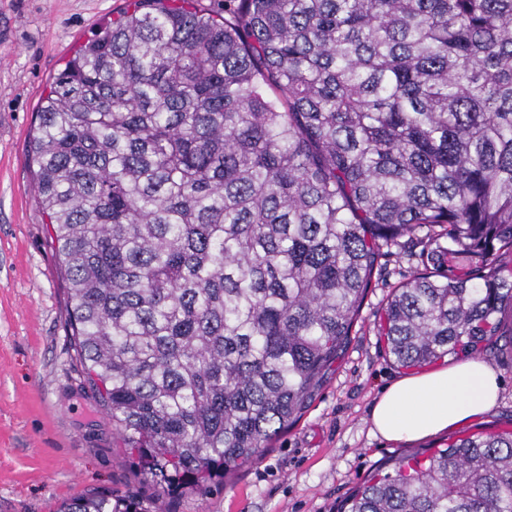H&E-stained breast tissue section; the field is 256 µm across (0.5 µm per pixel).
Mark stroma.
Returning a JSON list of instances; mask_svg holds the SVG:
<instances>
[{
	"mask_svg": "<svg viewBox=\"0 0 512 512\" xmlns=\"http://www.w3.org/2000/svg\"><path fill=\"white\" fill-rule=\"evenodd\" d=\"M125 6L0 0V512H57L102 488L153 495L84 380L29 152L38 105L64 59ZM422 248L409 239L379 259L348 341L298 420L223 486L163 500L164 512H339L376 470L446 442L443 433L414 443L368 433L374 401L404 373L378 334L376 313L421 270ZM484 359L500 376L501 399L454 435L512 428V358L491 350Z\"/></svg>",
	"mask_w": 512,
	"mask_h": 512,
	"instance_id": "1",
	"label": "stroma"
}]
</instances>
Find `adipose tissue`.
<instances>
[{
	"instance_id": "1",
	"label": "adipose tissue",
	"mask_w": 512,
	"mask_h": 512,
	"mask_svg": "<svg viewBox=\"0 0 512 512\" xmlns=\"http://www.w3.org/2000/svg\"><path fill=\"white\" fill-rule=\"evenodd\" d=\"M500 396L496 369L480 359L404 376L386 387L369 413L374 437L424 440L490 411Z\"/></svg>"
}]
</instances>
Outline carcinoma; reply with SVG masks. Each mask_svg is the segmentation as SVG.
<instances>
[{
    "label": "carcinoma",
    "instance_id": "carcinoma-1",
    "mask_svg": "<svg viewBox=\"0 0 512 512\" xmlns=\"http://www.w3.org/2000/svg\"><path fill=\"white\" fill-rule=\"evenodd\" d=\"M30 150L79 362L161 498L297 419L403 237L428 247L379 314L395 361L512 355V0H130ZM340 512H512V429L403 456Z\"/></svg>",
    "mask_w": 512,
    "mask_h": 512
}]
</instances>
